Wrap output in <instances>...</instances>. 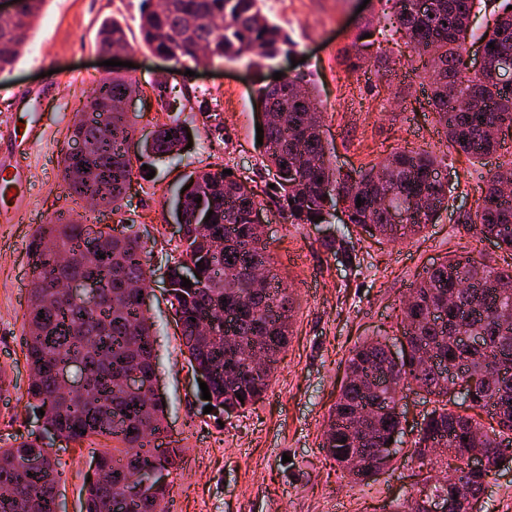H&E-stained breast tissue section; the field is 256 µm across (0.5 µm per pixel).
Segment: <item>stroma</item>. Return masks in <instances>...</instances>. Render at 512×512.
Listing matches in <instances>:
<instances>
[{"mask_svg": "<svg viewBox=\"0 0 512 512\" xmlns=\"http://www.w3.org/2000/svg\"><path fill=\"white\" fill-rule=\"evenodd\" d=\"M268 17L297 44L292 58L251 64L249 58L214 63L191 76L166 72L165 63L140 46L139 0H46L12 72L0 74V115L23 108L21 94L44 89L37 102L44 137L28 167V220L0 222V447L45 439L60 461V512H81L96 453L112 447L98 438L83 443L46 439L43 423L27 406L29 370L23 344L31 288L28 245L39 225L77 219L137 233L146 246L148 314L156 334L159 394L167 431L162 442L182 451L167 478L176 512H397L422 469L409 453L423 420L419 394L405 392L403 442L389 468L364 484L344 477L322 449L324 424L346 377L355 345L395 339L411 289L446 257L463 254L488 266L512 265V254L476 237L468 215L485 179L512 160V132L496 154L479 160L447 147L427 106L430 86L414 72L412 51L391 24L387 0H282L265 4ZM107 16L128 28L133 50L125 67L103 66L96 50ZM373 24L374 48L359 71L342 56L358 26ZM309 76L327 105L324 137L343 171L381 161L391 152L423 148L443 156L442 172L454 197L434 224L396 243H377L355 225L340 230L354 259L345 263L324 240L329 224H291L267 196L273 180L256 142L257 89L274 73ZM123 75L138 82V133L178 121L191 148L155 162L153 180L135 179L118 210L92 207L71 195L60 173V147L68 141L96 81ZM168 78L176 107L159 110L151 85ZM220 113L223 132L207 114ZM231 169L261 203L267 252L294 297L292 332L264 398L224 420L204 411L197 377L171 310L167 274L182 245L170 204L186 175L198 168Z\"/></svg>", "mask_w": 512, "mask_h": 512, "instance_id": "stroma-1", "label": "stroma"}]
</instances>
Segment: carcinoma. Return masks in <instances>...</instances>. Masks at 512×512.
Listing matches in <instances>:
<instances>
[{"label": "carcinoma", "mask_w": 512, "mask_h": 512, "mask_svg": "<svg viewBox=\"0 0 512 512\" xmlns=\"http://www.w3.org/2000/svg\"><path fill=\"white\" fill-rule=\"evenodd\" d=\"M46 0H17L20 24L0 27V73L13 69L17 47L28 39ZM395 22L405 33L424 72L431 74L428 104L452 147L482 158L501 147L496 129H512V89L464 74L470 17L475 0H392ZM512 0H502L494 27L485 33L486 62L493 64L505 48L512 49ZM139 35L151 52L167 54L173 68L233 60L247 54L255 62L273 61L293 53L296 43L288 31L263 12L260 0H140ZM360 28L354 36L353 69L362 67L370 43ZM493 47H488V44ZM97 50L130 49L124 26L115 18L102 21ZM134 82L121 76L100 80L86 98L92 115L73 126L71 138H83L84 153H61L63 180L81 200L94 201L103 185L111 187L112 209L131 187L134 165L128 141L135 122L123 112L107 110L109 100L125 96ZM258 103L275 113L263 132V152L275 170V199L291 224L329 223L342 210L379 242H396L421 233L443 208L448 190L439 180L443 159L421 148H403L375 165L343 173L331 160L323 137L324 111L315 87L306 76L284 77L275 88L257 91ZM172 139H166V136ZM184 127L166 125L156 138L144 142L142 156L166 158L180 151ZM86 170L79 183L68 181L70 167ZM189 189L177 194L173 211L187 225L183 260L169 271L171 306L180 314L181 336L194 371L205 382L211 399L204 405L241 410L266 392L292 328L293 297L271 270L264 239L251 227L260 207L253 190L235 175L200 170ZM512 161L497 167L478 199L471 229L479 237L512 252ZM391 196L389 207L378 206ZM201 202H195V198ZM361 206H356V200ZM415 202L401 224L391 222L390 209ZM210 220H205L207 213ZM89 238L87 225L77 222L43 224L29 247L32 275L47 283L29 292L25 318L26 361L29 367L28 407L44 411V429L67 441L111 438L116 445L99 451L96 460L106 482L88 484L82 512H166L169 485L156 471L169 470L181 457L178 448L162 452L148 447L149 437L164 430L162 399L135 394L122 387L128 370L137 367L143 378L157 377L155 337L146 316L148 293L128 288L146 281L143 242L129 234L120 241ZM51 243L70 255L58 264L43 247ZM200 263V280L181 286L185 263ZM91 277L97 299L82 305L52 287L60 279ZM409 346L397 365L381 339L355 346L347 360L350 372L328 418L322 449L354 483L374 477L372 470L355 471L348 459L377 456L389 438L401 436L398 405L404 389L415 384L432 408L423 416L411 443V455L430 467L438 461L428 449H452L458 464L453 471L474 495L484 494L489 473L502 460L488 454L493 445H512V268L497 269L470 258L453 256L426 271L413 288L399 323ZM463 336H479L481 344L466 348ZM82 365L90 394L64 397L55 383L61 365ZM464 367V376H448V363ZM479 409L494 426L467 414ZM473 452L487 454L481 473L466 470ZM39 459L36 467L25 457ZM59 462L37 440L0 448V512H59Z\"/></svg>", "instance_id": "obj_1"}]
</instances>
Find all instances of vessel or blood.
<instances>
[{"mask_svg": "<svg viewBox=\"0 0 512 512\" xmlns=\"http://www.w3.org/2000/svg\"><path fill=\"white\" fill-rule=\"evenodd\" d=\"M25 122L28 129L26 138L17 135L18 122ZM0 139L19 141V149L0 153V218L12 221L25 209L27 200V167L20 160L21 151L31 150L42 139L40 115L36 112L23 113L21 118L0 121Z\"/></svg>", "mask_w": 512, "mask_h": 512, "instance_id": "1", "label": "vessel or blood"}]
</instances>
